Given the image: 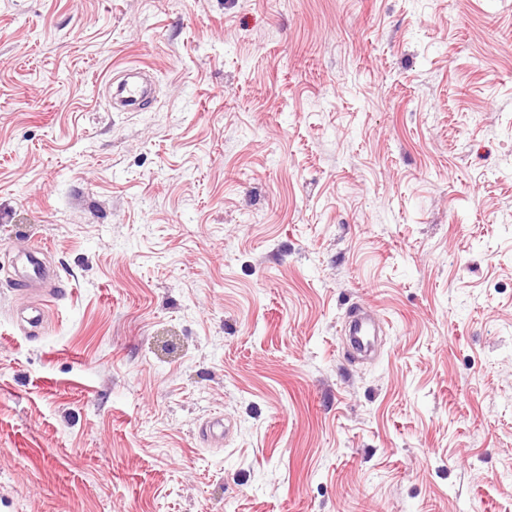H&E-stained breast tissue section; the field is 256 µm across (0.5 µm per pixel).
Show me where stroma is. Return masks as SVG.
Instances as JSON below:
<instances>
[{"instance_id": "stroma-1", "label": "stroma", "mask_w": 512, "mask_h": 512, "mask_svg": "<svg viewBox=\"0 0 512 512\" xmlns=\"http://www.w3.org/2000/svg\"><path fill=\"white\" fill-rule=\"evenodd\" d=\"M0 512H512V0H0ZM40 250L32 248L27 257V264L23 273L14 279L13 291L17 296L28 297L37 284L45 279L46 272L42 262L38 258ZM61 290L60 285H58L57 288L53 287L48 289L44 294V299L41 300L40 303L33 304L26 309V311H28L26 319L31 327L38 328L44 323L47 306L50 305V299H55ZM379 323L371 313L354 308L344 324V334L348 336L350 346L356 351H366L372 346Z\"/></svg>"}]
</instances>
